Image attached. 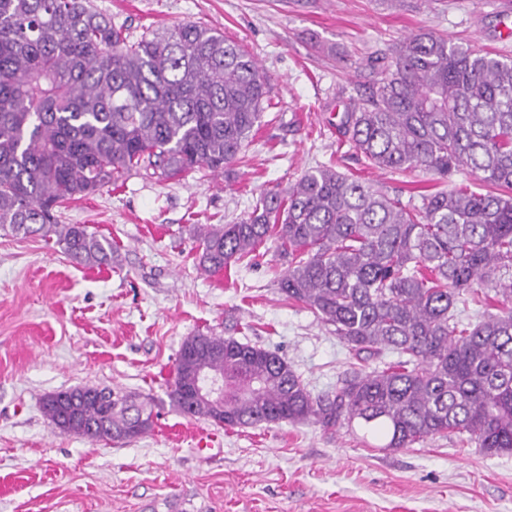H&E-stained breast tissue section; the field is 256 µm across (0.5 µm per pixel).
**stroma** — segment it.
Listing matches in <instances>:
<instances>
[{
    "instance_id": "stroma-1",
    "label": "stroma",
    "mask_w": 512,
    "mask_h": 512,
    "mask_svg": "<svg viewBox=\"0 0 512 512\" xmlns=\"http://www.w3.org/2000/svg\"><path fill=\"white\" fill-rule=\"evenodd\" d=\"M92 2L134 37L185 21L221 30L256 56L275 107L231 176L134 175L71 202L67 223L110 238L112 267L0 231V512H512V454L489 457L454 435L379 448L309 422L227 429L167 396L183 342L200 333L273 351L313 394L334 391L354 357L280 294L274 244L211 273L190 229L246 219L261 193L321 164L405 200L485 191L465 168L445 182L377 169L333 124L366 91L367 59L421 30L512 57V0ZM83 385L153 398L152 430L116 442L54 429L43 398Z\"/></svg>"
}]
</instances>
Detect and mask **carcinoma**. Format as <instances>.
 <instances>
[{"instance_id": "cac0c4a2", "label": "carcinoma", "mask_w": 512, "mask_h": 512, "mask_svg": "<svg viewBox=\"0 0 512 512\" xmlns=\"http://www.w3.org/2000/svg\"><path fill=\"white\" fill-rule=\"evenodd\" d=\"M367 66L368 92L336 123L345 141L380 170L446 180L466 167L492 190L417 204L321 165L260 195L246 219L192 233L209 272L274 240L288 300L356 356L398 360L314 395L278 355L201 334L182 344L168 397L228 427L357 426L391 449L448 434L512 454V58L421 31ZM267 94L256 57L216 28L185 22L134 40L91 0H0V228L54 236L77 265H112V240L61 223L58 210L133 171L229 170ZM480 283L496 305L464 323L455 312ZM203 372L223 375L222 399L191 394ZM43 412L91 440L153 426L150 401L110 387L49 394Z\"/></svg>"}]
</instances>
